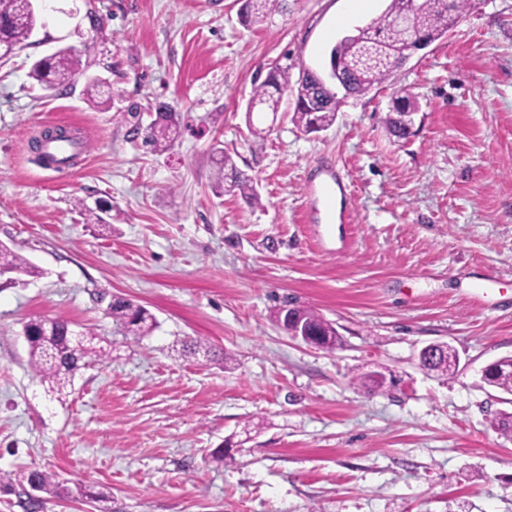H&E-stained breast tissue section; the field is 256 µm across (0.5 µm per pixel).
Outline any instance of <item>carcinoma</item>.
Segmentation results:
<instances>
[{
	"instance_id": "cac0c4a2",
	"label": "carcinoma",
	"mask_w": 512,
	"mask_h": 512,
	"mask_svg": "<svg viewBox=\"0 0 512 512\" xmlns=\"http://www.w3.org/2000/svg\"><path fill=\"white\" fill-rule=\"evenodd\" d=\"M277 0H245L240 20L245 25L264 20ZM470 7V0H415L414 26L430 41L441 40L456 25L461 15ZM409 8L408 0H388L386 9L362 27L364 38L360 41L342 37L331 48L329 61L341 58L346 65V80L341 83L343 97L333 87L323 84V77L307 71L303 80L293 82L288 69L271 68L265 79L255 87L247 104L252 112L258 106L276 112L283 96L294 100L292 121L307 133H317L332 126L342 98L361 97L389 81L396 72L389 59L387 48L404 42L406 32L392 24L393 18ZM38 25V16L29 9L28 0H0V48L14 51L25 47ZM81 52L72 48L60 49L45 60L32 65L30 77L42 87L60 90L71 86L80 69ZM417 111V102L409 94L394 99V108L386 116V124L392 136L403 139L409 131L400 116L404 112ZM181 126L179 113L169 108L160 109L146 128L145 144L157 152L169 149ZM214 188L219 194L238 195L249 202L260 200L252 177L240 170L232 156L214 149ZM0 271L17 275L38 276L41 271L22 254L0 246ZM291 313L303 320L310 330L329 337L327 348L336 346V330L320 315L311 310L294 308ZM117 330L124 336H147L156 328V321L147 309L125 299L115 298L106 308ZM27 331L29 362L46 392L57 400L67 394L75 373L91 362L107 356L106 349L94 343L95 333L87 328L82 337L73 336L71 322L66 319L40 320L23 326ZM496 388L512 394V363L499 365L491 374ZM491 425L499 434L512 438V413L502 412ZM14 482L21 487L36 485L40 491L60 496L66 489L54 475L40 469H22L14 474Z\"/></svg>"
}]
</instances>
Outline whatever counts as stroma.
Returning a JSON list of instances; mask_svg holds the SVG:
<instances>
[{
  "mask_svg": "<svg viewBox=\"0 0 512 512\" xmlns=\"http://www.w3.org/2000/svg\"><path fill=\"white\" fill-rule=\"evenodd\" d=\"M240 7L58 0L0 60V245L41 270L0 288V473L37 467L112 492L33 501L2 483L0 512H512V439L491 426L512 395L481 374L512 356V0H474L446 38L310 134L290 98L247 113L254 86L275 64L324 71L386 0L350 22L349 0H279L250 27ZM70 46L87 75L42 89L33 63ZM401 87L419 105L403 140L385 123ZM161 105L182 115L163 153L131 133ZM55 128L88 144L57 171L30 149ZM218 144L254 177L258 205L214 194ZM325 186L351 223H328ZM99 203L110 217L87 223L81 205ZM102 292L147 308L156 330L120 335ZM285 306L331 322L336 348L281 329ZM56 318L112 345L60 402L21 334ZM197 337L210 352L184 354ZM442 343L460 358L448 377L418 360ZM371 370L393 387L354 384Z\"/></svg>",
  "mask_w": 512,
  "mask_h": 512,
  "instance_id": "35a3bbf8",
  "label": "stroma"
}]
</instances>
